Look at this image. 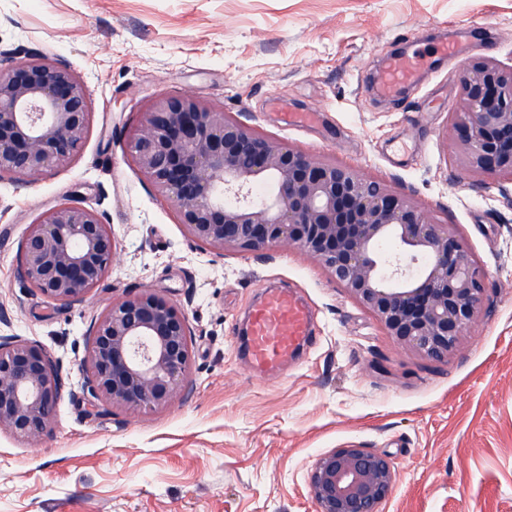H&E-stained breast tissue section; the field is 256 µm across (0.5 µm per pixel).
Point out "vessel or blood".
<instances>
[{
    "instance_id": "b4317fda",
    "label": "vessel or blood",
    "mask_w": 512,
    "mask_h": 512,
    "mask_svg": "<svg viewBox=\"0 0 512 512\" xmlns=\"http://www.w3.org/2000/svg\"><path fill=\"white\" fill-rule=\"evenodd\" d=\"M418 65L413 58H398L381 72L378 87L383 95L413 84ZM315 338L314 314L290 291H267L249 319V360L256 371L279 369L300 346Z\"/></svg>"
}]
</instances>
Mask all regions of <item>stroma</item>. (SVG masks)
I'll use <instances>...</instances> for the list:
<instances>
[{
	"label": "stroma",
	"mask_w": 512,
	"mask_h": 512,
	"mask_svg": "<svg viewBox=\"0 0 512 512\" xmlns=\"http://www.w3.org/2000/svg\"><path fill=\"white\" fill-rule=\"evenodd\" d=\"M1 51L67 65L92 114L71 165L0 181V336L41 344L66 382L51 435L30 446L0 433V512H316L311 468L346 447L389 456L385 512H512V182L461 169L447 140L462 69L512 65V0H0ZM394 57L417 58L418 80L386 99L374 80ZM187 92L411 195L464 238L487 291L458 350L405 353L294 248L218 256L188 240L124 152L150 100ZM311 110V125L285 126ZM67 198L100 214L118 260L63 307L16 264L27 225ZM273 287L312 308L316 342L258 374L238 328ZM144 288L187 316L185 395L135 416L91 407L90 322Z\"/></svg>",
	"instance_id": "stroma-1"
}]
</instances>
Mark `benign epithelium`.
Listing matches in <instances>:
<instances>
[{
    "mask_svg": "<svg viewBox=\"0 0 512 512\" xmlns=\"http://www.w3.org/2000/svg\"><path fill=\"white\" fill-rule=\"evenodd\" d=\"M89 125L85 83L46 57L0 55V179L31 182L70 164ZM457 162L512 177V67L469 65L451 112ZM156 192L174 200L187 237L204 250L254 252L284 245L316 262L403 350L443 361L479 317L483 268L468 244L411 197L363 173L285 146L193 95L146 107L127 141ZM262 180L269 197L252 195ZM392 241L386 254L381 244ZM117 255L100 216L77 201L41 213L19 247L17 276L50 301L85 299ZM80 366L89 403L131 413L180 398L192 359L185 313L148 289L103 310L88 328ZM64 382L39 344L0 336V431L38 443L48 435ZM391 460L336 448L314 462L316 512H384Z\"/></svg>",
    "mask_w": 512,
    "mask_h": 512,
    "instance_id": "benign-epithelium-1",
    "label": "benign epithelium"
}]
</instances>
